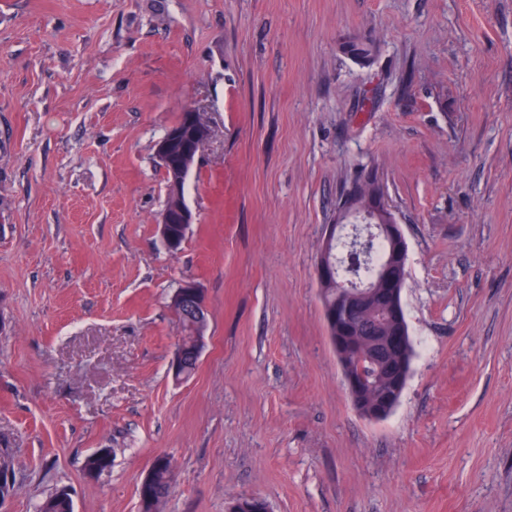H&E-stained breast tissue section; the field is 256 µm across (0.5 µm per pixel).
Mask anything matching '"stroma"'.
I'll return each instance as SVG.
<instances>
[{"instance_id": "stroma-1", "label": "stroma", "mask_w": 512, "mask_h": 512, "mask_svg": "<svg viewBox=\"0 0 512 512\" xmlns=\"http://www.w3.org/2000/svg\"><path fill=\"white\" fill-rule=\"evenodd\" d=\"M190 106L211 136L172 253L157 144ZM368 176L415 349L380 422L316 278ZM187 279L208 326L178 379ZM160 455L163 512H512V0H0V512H140ZM171 307L174 312L187 316L196 324L202 323L208 315L205 297L195 282H185L176 290ZM174 484V469L171 460L158 456L153 461L144 483V490L139 492L141 512H160L164 500Z\"/></svg>"}]
</instances>
